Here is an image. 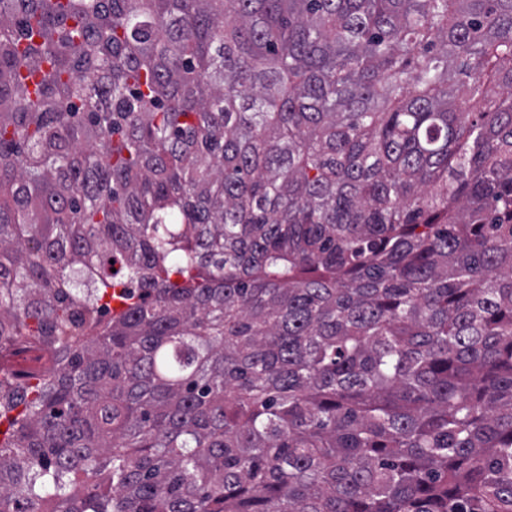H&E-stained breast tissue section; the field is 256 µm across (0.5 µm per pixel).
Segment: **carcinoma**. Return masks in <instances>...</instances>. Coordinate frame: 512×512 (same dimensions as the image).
<instances>
[{"label": "carcinoma", "mask_w": 512, "mask_h": 512, "mask_svg": "<svg viewBox=\"0 0 512 512\" xmlns=\"http://www.w3.org/2000/svg\"><path fill=\"white\" fill-rule=\"evenodd\" d=\"M22 336L0 512H512V0H0Z\"/></svg>", "instance_id": "carcinoma-1"}]
</instances>
